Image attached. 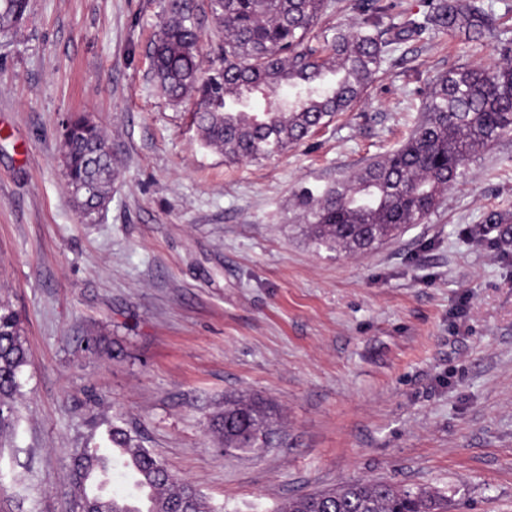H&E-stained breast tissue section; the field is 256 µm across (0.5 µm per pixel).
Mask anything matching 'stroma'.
<instances>
[{"label":"stroma","mask_w":512,"mask_h":512,"mask_svg":"<svg viewBox=\"0 0 512 512\" xmlns=\"http://www.w3.org/2000/svg\"><path fill=\"white\" fill-rule=\"evenodd\" d=\"M168 0H29L0 32V302L28 362L0 436V512H73L72 455L127 430L214 512L365 479L431 488L448 512H512V135L477 154L427 222L373 251L316 247L296 194L397 148L483 45L398 44L363 102L271 160L225 162L152 71ZM107 135L117 178L76 210L63 125ZM228 397L278 413L270 446L211 431Z\"/></svg>","instance_id":"stroma-1"}]
</instances>
